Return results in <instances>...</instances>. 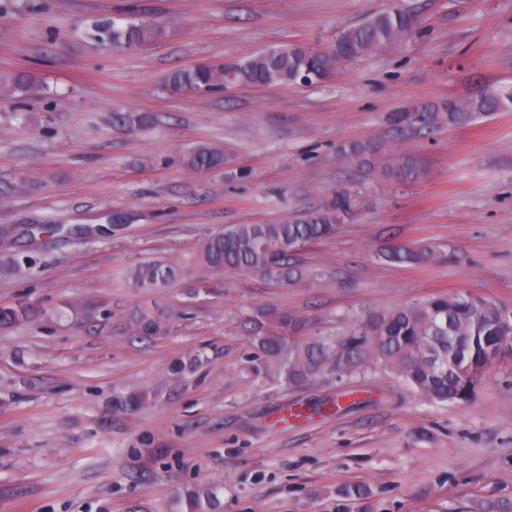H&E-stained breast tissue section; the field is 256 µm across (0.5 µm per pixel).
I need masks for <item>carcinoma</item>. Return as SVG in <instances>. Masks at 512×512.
<instances>
[{
	"instance_id": "cac0c4a2",
	"label": "carcinoma",
	"mask_w": 512,
	"mask_h": 512,
	"mask_svg": "<svg viewBox=\"0 0 512 512\" xmlns=\"http://www.w3.org/2000/svg\"><path fill=\"white\" fill-rule=\"evenodd\" d=\"M417 7L404 4L369 15L363 22L343 28L335 44L315 50L302 44L274 45L231 62H201L191 69L176 68L163 81V91L179 96L187 91L208 92L241 85H314L324 82L336 69L377 50L400 42L415 33ZM96 36L126 48H141L166 36V29L146 21L123 25L101 21ZM35 87L24 70L0 73V98L21 99ZM512 101V92L494 90L469 98H450L422 106L412 112H395L390 122L402 132L429 135L444 127L465 126L500 111ZM152 121L147 112H114L119 127L143 128ZM346 160L366 162L388 155L392 164L382 166L383 176L405 180L417 172L409 154H396L381 144L347 143L338 148ZM186 167L198 171L224 168V151L199 146L185 157ZM356 195L340 184L318 208L303 212L282 224H230L210 233L197 246L193 261L175 268L147 264L134 268L129 279L137 288H163L177 277L192 278L197 269L216 276L248 275L285 285L303 280L316 281L317 274L301 267L296 250L332 236L336 225L350 217ZM381 258L398 266H424L438 259L427 243H401L382 252ZM28 318L23 307L0 306V327ZM141 335L158 332V322L142 312L134 317ZM301 325L286 312L266 314L253 322L251 336L259 354L249 361L248 370L257 377L278 375L299 384L329 367L339 373L351 372L375 361L403 377L419 394L431 400L467 402L480 385L478 374L465 385L458 368L479 367L485 351L512 336V318L502 321L501 310L472 294H439L425 301L392 310L371 313L361 331L342 345L305 339ZM223 487L186 485L173 494L175 512H223ZM369 490L360 484L347 485L336 493V512H364ZM478 512H512V500L486 499Z\"/></svg>"
}]
</instances>
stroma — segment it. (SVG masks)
Masks as SVG:
<instances>
[{
  "label": "stroma",
  "instance_id": "obj_1",
  "mask_svg": "<svg viewBox=\"0 0 512 512\" xmlns=\"http://www.w3.org/2000/svg\"><path fill=\"white\" fill-rule=\"evenodd\" d=\"M400 0H14L0 14V71L38 87L0 102V243L36 263L0 274V305L31 319L0 328V512H169L178 487L220 484L224 512H334L366 486L371 512H473L512 500V342L474 398H424L381 365L294 385L246 370L248 317L288 311L305 335L341 343L368 313L467 292L512 315V108L407 141L410 183L339 160L348 141L389 142L391 113L512 89V0H416L420 31L324 83L178 97L175 68L230 61L277 43L324 48ZM165 26L141 50L94 39L101 18ZM149 112L137 130L114 112ZM225 167L195 173L188 149ZM358 194L332 237L301 247L314 285L253 276L128 284L148 261L185 265L227 224H273ZM127 215L123 224L113 214ZM422 240L443 262L397 267L378 252ZM159 331L135 336L134 314ZM199 355L181 376L179 357ZM145 393L135 411L115 397ZM185 165L198 172L224 169V151L213 146H199L185 157ZM369 498L370 492L363 485L344 486L336 493V512H366L364 509Z\"/></svg>",
  "mask_w": 512,
  "mask_h": 512
}]
</instances>
